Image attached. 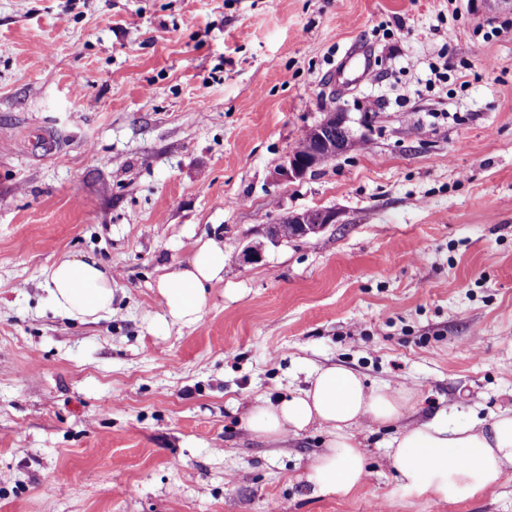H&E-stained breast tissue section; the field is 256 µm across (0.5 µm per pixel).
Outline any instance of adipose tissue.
Returning a JSON list of instances; mask_svg holds the SVG:
<instances>
[{"label": "adipose tissue", "mask_w": 512, "mask_h": 512, "mask_svg": "<svg viewBox=\"0 0 512 512\" xmlns=\"http://www.w3.org/2000/svg\"><path fill=\"white\" fill-rule=\"evenodd\" d=\"M229 256L219 241L198 242L182 262L158 280L167 315L183 325L200 320L207 290L224 279ZM46 287L57 309L76 318L111 311L117 284L94 256L65 259L48 269ZM415 392L405 386H369L352 370L321 368L308 387L271 403L252 404L245 427L254 437L279 442L311 425L323 427L324 451L302 479L319 495L346 497L368 471L355 431L366 425H397L389 443L391 465L403 488L435 501L457 502L499 484L512 469V408L490 424L409 421Z\"/></svg>", "instance_id": "ef3b65f1"}]
</instances>
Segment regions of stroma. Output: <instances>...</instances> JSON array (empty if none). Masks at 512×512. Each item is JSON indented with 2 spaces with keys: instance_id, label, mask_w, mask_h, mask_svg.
Masks as SVG:
<instances>
[{
  "instance_id": "35a3bbf8",
  "label": "stroma",
  "mask_w": 512,
  "mask_h": 512,
  "mask_svg": "<svg viewBox=\"0 0 512 512\" xmlns=\"http://www.w3.org/2000/svg\"><path fill=\"white\" fill-rule=\"evenodd\" d=\"M507 22L479 0H0V512H512V471L405 493L390 425L359 429L353 496L313 495L325 430L243 422L329 366L414 386L417 421L512 407ZM353 45L363 82L335 72ZM330 109L355 147L279 177ZM312 209L339 221L270 239ZM211 237L223 282L164 321L159 277ZM88 254L118 289L81 321L45 274ZM340 64L343 71L346 68L353 71L358 81L368 79L372 72L370 54L365 49H349Z\"/></svg>"
}]
</instances>
